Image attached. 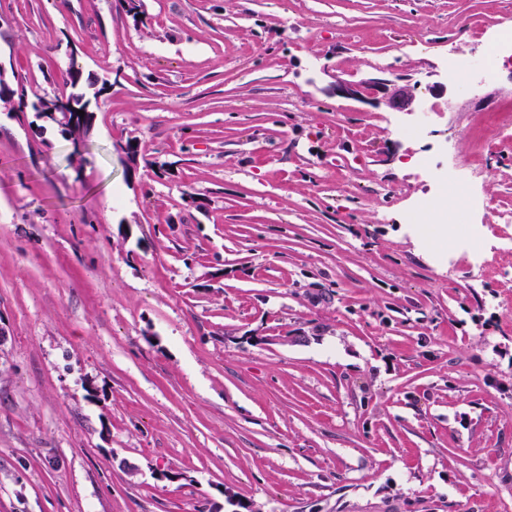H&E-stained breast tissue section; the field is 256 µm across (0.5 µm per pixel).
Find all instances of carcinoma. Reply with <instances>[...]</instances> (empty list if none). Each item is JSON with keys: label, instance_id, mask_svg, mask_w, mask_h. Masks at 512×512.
I'll return each instance as SVG.
<instances>
[{"label": "carcinoma", "instance_id": "1", "mask_svg": "<svg viewBox=\"0 0 512 512\" xmlns=\"http://www.w3.org/2000/svg\"><path fill=\"white\" fill-rule=\"evenodd\" d=\"M63 84L71 88L70 93L47 98L30 94L22 82L10 87L0 80V103L11 112H33L39 118L68 126L74 148L78 150L85 144L90 124L73 125L66 119V113L73 110L90 111L91 104L97 105L105 100V95L112 90V83L97 76H85L71 68L66 71Z\"/></svg>", "mask_w": 512, "mask_h": 512}]
</instances>
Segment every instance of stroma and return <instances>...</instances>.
<instances>
[{
	"label": "stroma",
	"instance_id": "1",
	"mask_svg": "<svg viewBox=\"0 0 512 512\" xmlns=\"http://www.w3.org/2000/svg\"><path fill=\"white\" fill-rule=\"evenodd\" d=\"M142 3L0 0V79L114 82L79 153L0 105V512H512V64L427 89L512 0ZM340 78L485 155L488 272L406 221L415 116ZM374 86H376L378 90L383 91L386 104L389 108L398 112H414V86H397L396 84L387 82H377Z\"/></svg>",
	"mask_w": 512,
	"mask_h": 512
}]
</instances>
